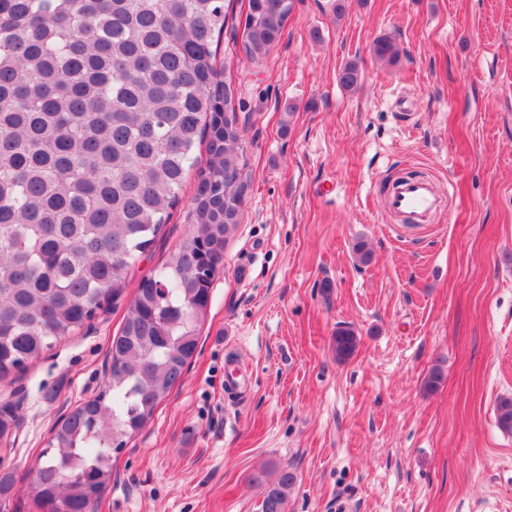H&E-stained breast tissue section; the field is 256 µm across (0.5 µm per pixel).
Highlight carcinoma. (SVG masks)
<instances>
[{
    "label": "carcinoma",
    "mask_w": 512,
    "mask_h": 512,
    "mask_svg": "<svg viewBox=\"0 0 512 512\" xmlns=\"http://www.w3.org/2000/svg\"><path fill=\"white\" fill-rule=\"evenodd\" d=\"M291 8L248 0L246 58L267 56ZM226 24L224 0H0V381L120 296L188 173L197 177L192 228L138 283L100 392L55 424L30 472L42 512H90L112 480L114 445L148 424L198 347L214 279L200 270L222 265L244 191L242 138L215 120L238 121L213 50ZM373 52L396 61L388 36ZM337 79L356 88L358 64ZM358 344L349 328L332 338L343 361ZM497 421L512 430V398ZM295 483L279 470L259 512H286Z\"/></svg>",
    "instance_id": "obj_1"
}]
</instances>
